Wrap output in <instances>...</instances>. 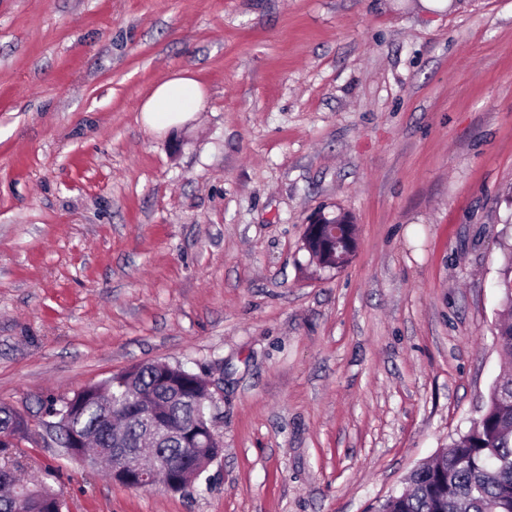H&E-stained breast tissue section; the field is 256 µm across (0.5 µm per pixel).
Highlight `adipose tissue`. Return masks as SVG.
<instances>
[{
  "mask_svg": "<svg viewBox=\"0 0 512 512\" xmlns=\"http://www.w3.org/2000/svg\"><path fill=\"white\" fill-rule=\"evenodd\" d=\"M204 98L200 82L180 72L155 87L142 106L146 125L153 129L175 127L190 120Z\"/></svg>",
  "mask_w": 512,
  "mask_h": 512,
  "instance_id": "ef3b65f1",
  "label": "adipose tissue"
}]
</instances>
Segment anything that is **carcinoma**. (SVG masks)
I'll return each instance as SVG.
<instances>
[{
	"instance_id": "obj_1",
	"label": "carcinoma",
	"mask_w": 512,
	"mask_h": 512,
	"mask_svg": "<svg viewBox=\"0 0 512 512\" xmlns=\"http://www.w3.org/2000/svg\"><path fill=\"white\" fill-rule=\"evenodd\" d=\"M501 318L496 342L512 357V249L505 255L498 283ZM187 395L205 393L203 378L180 366L141 364L88 386L72 398L53 403L59 414L58 436L70 441L76 434L88 439L87 451L112 463L123 449L140 445L143 423L139 399H157L156 419L163 436L157 460H166L197 480L220 451L219 441L195 448L182 437L193 421L191 406L174 388ZM25 416L13 406L0 403V430L24 423ZM409 490L389 495L377 512H512V372L499 376L490 389L482 415L433 464L422 465L408 476ZM61 495L44 484L0 485V512H52Z\"/></svg>"
}]
</instances>
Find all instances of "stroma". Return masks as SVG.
Instances as JSON below:
<instances>
[{"label": "stroma", "mask_w": 512, "mask_h": 512, "mask_svg": "<svg viewBox=\"0 0 512 512\" xmlns=\"http://www.w3.org/2000/svg\"><path fill=\"white\" fill-rule=\"evenodd\" d=\"M185 70L194 119L144 125ZM510 244L512 0H0V401L62 512H375L481 415ZM152 361L211 383L180 492L40 425ZM324 224L326 223H324L323 220H321L318 216L306 224L305 229L307 231L308 238L304 240V248L307 250L310 256L315 259L317 255L314 253L311 254L309 252V247L311 246L309 238L315 240L319 258L323 255L334 253L338 245L344 243L347 248L350 262L357 250L356 231L350 227L348 232H346L345 237H343L340 227L338 226V224H352L350 217L348 216L347 220L345 221H336V228L332 230L331 234L324 230ZM347 264L342 267L336 266V270L345 267Z\"/></svg>", "instance_id": "35a3bbf8"}]
</instances>
